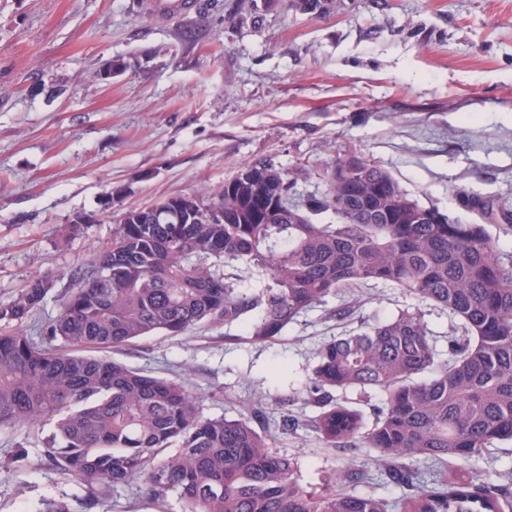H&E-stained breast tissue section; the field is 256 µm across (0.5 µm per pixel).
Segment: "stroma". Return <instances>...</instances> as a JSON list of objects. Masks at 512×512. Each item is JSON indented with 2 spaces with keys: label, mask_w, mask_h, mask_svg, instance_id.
<instances>
[{
  "label": "stroma",
  "mask_w": 512,
  "mask_h": 512,
  "mask_svg": "<svg viewBox=\"0 0 512 512\" xmlns=\"http://www.w3.org/2000/svg\"><path fill=\"white\" fill-rule=\"evenodd\" d=\"M192 2L176 12L166 0H0V305L32 277L52 283L28 334L60 316L72 271L111 242L120 213L204 194L260 156L308 169L304 196L323 192L332 153L354 149L450 218L479 219L486 201L512 211V0H337L328 15L289 0H254L248 14L238 0ZM406 310L447 351L458 329L446 310L376 288L341 326L318 307L265 344L218 326L150 335L114 357L186 379L208 417L237 416L253 394L271 415L311 417L315 348ZM52 434L0 431V512L83 496L44 461ZM275 445L305 486L354 456L374 467L302 427ZM20 448L24 468L7 473ZM103 512L181 505L156 506L134 483Z\"/></svg>",
  "instance_id": "obj_1"
}]
</instances>
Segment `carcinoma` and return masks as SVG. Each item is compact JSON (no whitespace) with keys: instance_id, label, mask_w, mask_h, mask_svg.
Returning <instances> with one entry per match:
<instances>
[{"instance_id":"cac0c4a2","label":"carcinoma","mask_w":512,"mask_h":512,"mask_svg":"<svg viewBox=\"0 0 512 512\" xmlns=\"http://www.w3.org/2000/svg\"><path fill=\"white\" fill-rule=\"evenodd\" d=\"M323 179L321 196L301 199L298 176L259 158L205 198L123 212L110 246L75 271L61 316L41 330L63 350L10 329L44 301L48 279L32 278L0 306V430L52 423L43 455L85 488L80 512L135 482L157 502L176 496L182 512H505L512 503V471L499 482L475 474L428 484L411 464L461 466L512 440V257L486 225L420 205L355 151L332 159ZM321 210L336 223H315ZM379 285L448 310L464 336L443 359L422 316L406 311L324 341L306 385L320 411L306 426L329 448L372 451L398 498L344 488L367 479L355 460L308 490L296 460L271 444L270 430L286 434L299 420L258 429L260 410L206 417L184 381L85 353L221 322L265 343L326 297L339 299L332 315L342 318L355 292ZM352 389L379 394L370 428L334 399Z\"/></svg>"}]
</instances>
